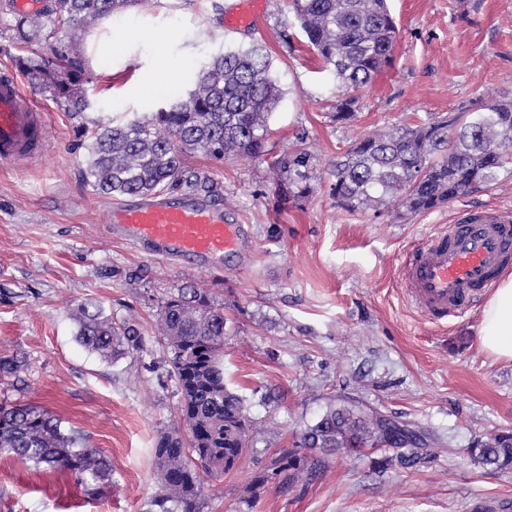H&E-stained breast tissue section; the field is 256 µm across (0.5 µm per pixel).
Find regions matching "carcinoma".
Wrapping results in <instances>:
<instances>
[{
  "label": "carcinoma",
  "mask_w": 512,
  "mask_h": 512,
  "mask_svg": "<svg viewBox=\"0 0 512 512\" xmlns=\"http://www.w3.org/2000/svg\"><path fill=\"white\" fill-rule=\"evenodd\" d=\"M140 0H60L55 18L21 14L14 30L22 43L46 41V49L16 59L30 81L51 90L67 110L88 109L83 86L90 76L80 49L96 19ZM296 18L309 44L340 82L334 119L354 116L357 91L368 86L391 61L398 29L387 0H294ZM70 31L64 45L49 42L50 27ZM280 89L268 58L255 49H230L203 67L187 96L147 115L116 124L93 121L88 145L89 174L107 197L162 193L185 187L196 191L198 177L186 168L194 151L222 160L265 153L268 116ZM309 153L294 150L272 168L298 188L306 178ZM512 164V100L476 98L444 117L355 140L331 164V194L349 210H380L391 202L407 213L444 206L455 198L494 183ZM79 341L105 360L140 348L141 336L130 323L116 324L85 305L75 313ZM158 332L171 351V376L182 397L178 427L152 448L159 487L147 512H200L204 478L233 472L255 438L243 399L224 384V308L203 288H186L167 300L158 316ZM383 418L355 404L329 407L307 426L294 448L256 470L251 496L269 482L287 491L309 484L325 468V454L360 456L367 447L411 446L398 463H421L413 441L395 440ZM472 460L497 469L512 467V433L497 432L469 449ZM0 455L35 468L69 471L85 494L112 489V473L103 452L87 445L76 431L64 432L48 409L0 402Z\"/></svg>",
  "instance_id": "obj_1"
}]
</instances>
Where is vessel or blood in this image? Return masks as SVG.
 I'll list each match as a JSON object with an SVG mask.
<instances>
[{"instance_id":"1","label":"vessel or blood","mask_w":512,"mask_h":512,"mask_svg":"<svg viewBox=\"0 0 512 512\" xmlns=\"http://www.w3.org/2000/svg\"><path fill=\"white\" fill-rule=\"evenodd\" d=\"M261 2L238 0L224 17L225 26H251ZM46 147L44 124L24 96L18 74L0 68V159L23 162ZM109 232L153 257L203 263L236 254L242 241L239 225L225 223L206 199L163 193L132 196L111 208ZM511 262L512 215L495 210L470 215L431 236L402 263L400 276L417 309L439 323L467 311Z\"/></svg>"}]
</instances>
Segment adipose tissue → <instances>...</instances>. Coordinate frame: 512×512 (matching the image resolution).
Masks as SVG:
<instances>
[{
    "label": "adipose tissue",
    "mask_w": 512,
    "mask_h": 512,
    "mask_svg": "<svg viewBox=\"0 0 512 512\" xmlns=\"http://www.w3.org/2000/svg\"><path fill=\"white\" fill-rule=\"evenodd\" d=\"M140 32L126 19L105 17L99 33L89 42L87 52L92 63L105 75H112V62L127 53ZM177 76V70L165 53V46L157 44L154 66L139 75L133 92L145 97L159 94ZM480 346L497 361L512 362V273L504 274L480 311Z\"/></svg>",
    "instance_id": "ef3b65f1"
}]
</instances>
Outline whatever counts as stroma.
Returning a JSON list of instances; mask_svg holds the SVG:
<instances>
[{
    "instance_id": "stroma-1",
    "label": "stroma",
    "mask_w": 512,
    "mask_h": 512,
    "mask_svg": "<svg viewBox=\"0 0 512 512\" xmlns=\"http://www.w3.org/2000/svg\"><path fill=\"white\" fill-rule=\"evenodd\" d=\"M234 2L126 7L140 42L113 77L93 71L83 115L21 82L48 147L21 164L0 161V358L26 360L20 376L0 377V400L48 408L65 430L80 431L108 456L112 490L93 498L74 474L0 457V512H146L156 490L149 450L181 404L157 317L167 299L192 287L208 289L224 308V380L261 428L238 469L210 483L201 512H471L475 499L512 497V468L468 455L489 434L512 430V363L481 350L479 308L432 323L399 275L404 259L459 214L512 213V169L444 207L402 218L392 209L338 206L328 175L357 138L512 95V0H388L399 31L392 61L360 91L345 124L333 118L336 77L310 46L293 0H266L248 30L225 28ZM174 23L187 35L166 51L185 69L167 95L190 88L219 53L251 46L268 55L282 91L266 155L186 159L206 182L199 197L247 231L243 254L207 267L154 259L111 236L114 200L98 194L88 174L84 126L157 107L128 87ZM299 148L310 154L302 195L270 173L276 158ZM81 305L116 323L135 321L140 349L112 363L80 345ZM345 401L414 431L428 458L405 468L384 465L383 449L332 455L310 484L283 491L271 482L258 496L248 493L258 467Z\"/></svg>"
}]
</instances>
